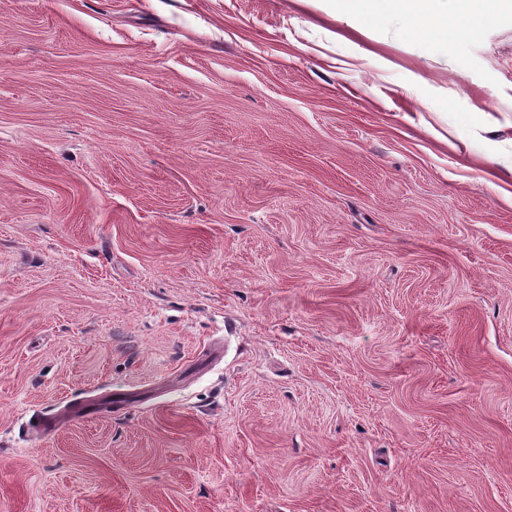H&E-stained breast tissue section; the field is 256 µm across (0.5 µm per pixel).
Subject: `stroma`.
<instances>
[{
    "instance_id": "1",
    "label": "stroma",
    "mask_w": 512,
    "mask_h": 512,
    "mask_svg": "<svg viewBox=\"0 0 512 512\" xmlns=\"http://www.w3.org/2000/svg\"><path fill=\"white\" fill-rule=\"evenodd\" d=\"M0 512H512V11L0 0ZM335 12L350 16L360 23L372 22L379 14L390 11H408L428 33L444 36L447 18L437 8L439 0H327Z\"/></svg>"
}]
</instances>
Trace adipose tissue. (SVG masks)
<instances>
[{
    "mask_svg": "<svg viewBox=\"0 0 512 512\" xmlns=\"http://www.w3.org/2000/svg\"><path fill=\"white\" fill-rule=\"evenodd\" d=\"M438 0H331V5L341 14L360 23L372 22L376 16L390 11H408L424 25L426 32L443 35L447 19L437 8Z\"/></svg>",
    "mask_w": 512,
    "mask_h": 512,
    "instance_id": "obj_1",
    "label": "adipose tissue"
}]
</instances>
